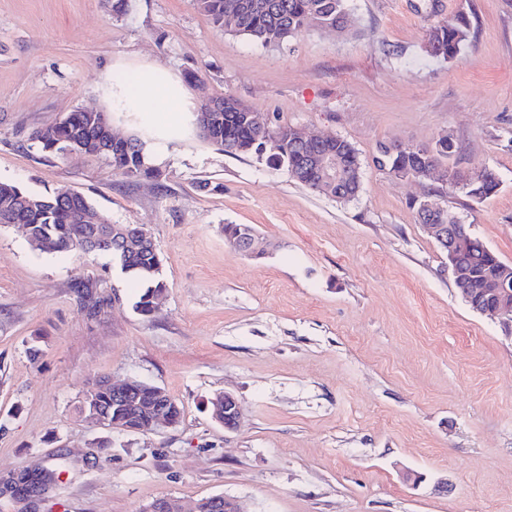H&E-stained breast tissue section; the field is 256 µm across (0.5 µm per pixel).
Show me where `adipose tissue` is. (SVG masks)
Returning <instances> with one entry per match:
<instances>
[{
  "label": "adipose tissue",
  "instance_id": "ef3b65f1",
  "mask_svg": "<svg viewBox=\"0 0 512 512\" xmlns=\"http://www.w3.org/2000/svg\"><path fill=\"white\" fill-rule=\"evenodd\" d=\"M108 91L118 106L152 113L163 125L172 124L176 113L185 109L186 93L181 82L157 66L134 69L132 80L113 82Z\"/></svg>",
  "mask_w": 512,
  "mask_h": 512
}]
</instances>
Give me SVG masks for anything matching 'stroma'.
<instances>
[{
    "mask_svg": "<svg viewBox=\"0 0 512 512\" xmlns=\"http://www.w3.org/2000/svg\"><path fill=\"white\" fill-rule=\"evenodd\" d=\"M351 7L345 37L305 30L266 48L190 0H127L120 14L106 0H0V181L75 190L112 223L145 227L167 286L141 316V287L111 256L45 253L0 227V480L58 474L42 502L0 491V512H143L216 495L245 512H512V329L461 299L413 207L448 204L512 263V0ZM462 9L473 38L452 60L429 56L426 27ZM143 64L179 77L192 106L229 96L348 140L358 197L337 202L218 150L191 113L169 140L118 111L107 85ZM79 108L145 141L160 179L32 144L33 129ZM444 133L452 168L498 174L493 196L373 162L380 145ZM228 224L254 227L264 255L229 244ZM100 377L162 388L178 423L126 433L87 420L79 401ZM224 391L241 409L233 431L211 417Z\"/></svg>",
    "mask_w": 512,
    "mask_h": 512,
    "instance_id": "35a3bbf8",
    "label": "stroma"
}]
</instances>
